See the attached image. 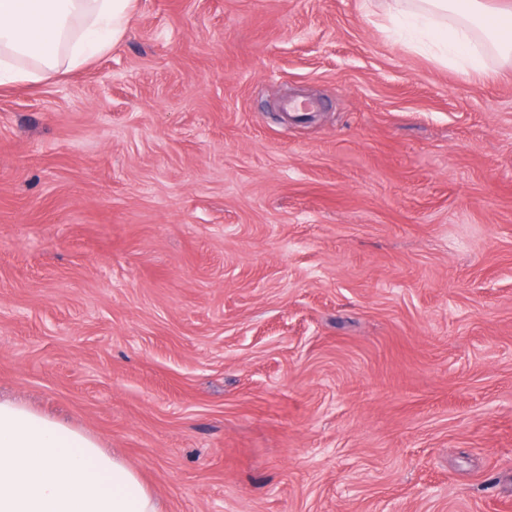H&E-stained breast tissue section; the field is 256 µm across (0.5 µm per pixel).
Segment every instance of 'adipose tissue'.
<instances>
[{"label":"adipose tissue","mask_w":512,"mask_h":512,"mask_svg":"<svg viewBox=\"0 0 512 512\" xmlns=\"http://www.w3.org/2000/svg\"><path fill=\"white\" fill-rule=\"evenodd\" d=\"M392 6L401 27L427 33L443 64L483 72L472 30L480 28L512 58V9L487 0H424ZM138 0H0V86L37 83L66 56L69 68L95 59L122 38ZM0 512H161L123 460L90 435L33 408L0 399Z\"/></svg>","instance_id":"ef3b65f1"}]
</instances>
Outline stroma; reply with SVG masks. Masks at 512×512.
<instances>
[{
    "mask_svg": "<svg viewBox=\"0 0 512 512\" xmlns=\"http://www.w3.org/2000/svg\"><path fill=\"white\" fill-rule=\"evenodd\" d=\"M388 10L138 0L0 88V393L165 512H512V61Z\"/></svg>",
    "mask_w": 512,
    "mask_h": 512,
    "instance_id": "obj_1",
    "label": "stroma"
}]
</instances>
